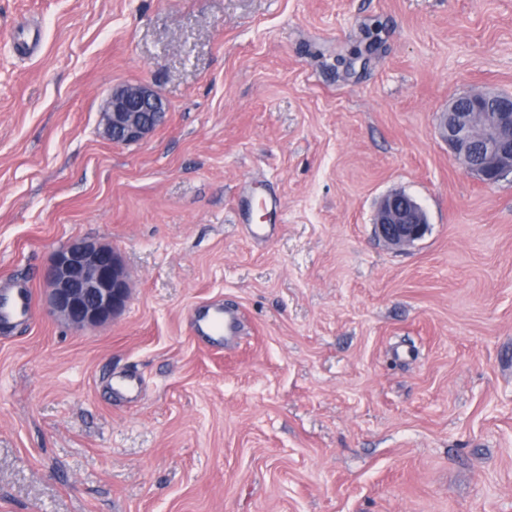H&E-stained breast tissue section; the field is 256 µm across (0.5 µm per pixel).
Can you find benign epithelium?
I'll use <instances>...</instances> for the list:
<instances>
[{
	"label": "benign epithelium",
	"mask_w": 512,
	"mask_h": 512,
	"mask_svg": "<svg viewBox=\"0 0 512 512\" xmlns=\"http://www.w3.org/2000/svg\"><path fill=\"white\" fill-rule=\"evenodd\" d=\"M167 107L152 87L137 83L112 89L101 112L103 137L120 145L142 141L166 117ZM440 137L465 170L486 184L512 172V93L478 90L458 96L443 113ZM375 233L403 249L426 233L422 206L403 191L378 203ZM50 312L80 329L99 327L119 314L129 300L127 277L117 251L75 240L58 249L44 273Z\"/></svg>",
	"instance_id": "obj_1"
}]
</instances>
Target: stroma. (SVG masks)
<instances>
[{
  "label": "stroma",
  "instance_id": "1",
  "mask_svg": "<svg viewBox=\"0 0 512 512\" xmlns=\"http://www.w3.org/2000/svg\"><path fill=\"white\" fill-rule=\"evenodd\" d=\"M137 82L165 121L112 144ZM484 87L512 92V0H0V291L35 308L0 330V512H512V174L436 131ZM395 191L429 223L401 250ZM77 238L130 288L93 330L41 280ZM214 302L219 347L187 326ZM166 113L163 98L152 87L142 83L118 86L101 112L102 135L113 144L138 143L164 122ZM375 233L389 246L403 249L413 245L426 233L428 219L422 206L405 192L396 191L378 203ZM202 311L203 316L195 313L191 319V327L195 332L202 329L203 325L211 333L224 336V340L239 336L241 326L237 313L222 309L219 305L205 308Z\"/></svg>",
  "mask_w": 512,
  "mask_h": 512
}]
</instances>
